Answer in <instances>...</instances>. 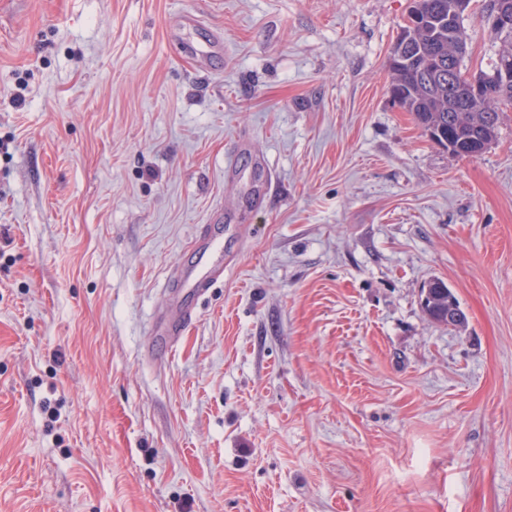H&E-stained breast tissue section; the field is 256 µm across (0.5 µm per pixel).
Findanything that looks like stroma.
<instances>
[{"label": "stroma", "mask_w": 512, "mask_h": 512, "mask_svg": "<svg viewBox=\"0 0 512 512\" xmlns=\"http://www.w3.org/2000/svg\"><path fill=\"white\" fill-rule=\"evenodd\" d=\"M409 5L0 0V512H512V108L478 157L430 142L389 94ZM188 12L219 71L170 48ZM218 205L246 238L149 353ZM180 23L183 29L204 30L207 34L205 46L195 47L182 43L180 35L170 31L169 42L181 57L190 59L196 66H203L218 60L224 54V34L210 28L202 17L194 13H185L182 15ZM250 143L247 134L239 135L233 142L232 147L226 155L224 167L231 178L243 177V170H239L238 160L240 154L245 151Z\"/></svg>", "instance_id": "1"}]
</instances>
